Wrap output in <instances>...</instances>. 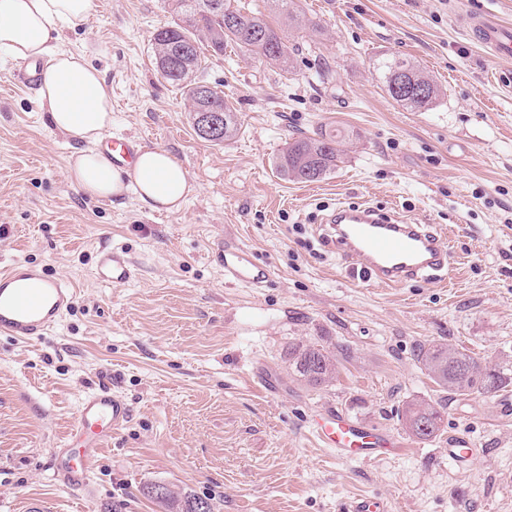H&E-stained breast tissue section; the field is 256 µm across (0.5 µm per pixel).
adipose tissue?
I'll return each instance as SVG.
<instances>
[{
    "label": "adipose tissue",
    "mask_w": 512,
    "mask_h": 512,
    "mask_svg": "<svg viewBox=\"0 0 512 512\" xmlns=\"http://www.w3.org/2000/svg\"><path fill=\"white\" fill-rule=\"evenodd\" d=\"M91 10L92 0H0V52L43 62L39 104L53 128L78 145L68 164L71 182L93 197L131 191L149 210H180L195 187L171 153L141 149L124 170L98 149L112 127V97L84 55L54 43L61 30L81 27Z\"/></svg>",
    "instance_id": "adipose-tissue-1"
}]
</instances>
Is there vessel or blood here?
Wrapping results in <instances>:
<instances>
[{
  "label": "vessel or blood",
  "mask_w": 512,
  "mask_h": 512,
  "mask_svg": "<svg viewBox=\"0 0 512 512\" xmlns=\"http://www.w3.org/2000/svg\"><path fill=\"white\" fill-rule=\"evenodd\" d=\"M465 31L497 59H512V24L480 12L463 13ZM140 145L136 139H109L104 143L117 167H127ZM328 239L334 243L344 265L374 276L377 283L398 286L450 268L452 257L446 244L423 225L399 218L368 205H341L325 219ZM224 265L227 283L259 288L271 272L257 263L250 252L232 240L221 242L215 253ZM100 281L121 286L134 271L119 252H106L97 269ZM75 290L67 281L49 276L42 267L17 262L0 269V335L35 343L43 339L71 309ZM130 409L111 384L102 382L80 402L68 441L80 448L78 459L57 466L53 479L72 488L86 480L92 460L107 446L128 420ZM309 429L323 447L342 459L374 460L395 453L399 445L391 434L366 427L347 415L329 410L316 414ZM448 457L459 468L475 461L473 448L464 439L448 444Z\"/></svg>",
  "instance_id": "vessel-or-blood-1"
}]
</instances>
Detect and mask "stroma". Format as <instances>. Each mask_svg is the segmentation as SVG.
<instances>
[{
	"mask_svg": "<svg viewBox=\"0 0 512 512\" xmlns=\"http://www.w3.org/2000/svg\"><path fill=\"white\" fill-rule=\"evenodd\" d=\"M316 30H289L293 72L225 48L208 60L236 108L238 135L200 139L187 102L153 65L168 0H94L61 48L84 54L112 95L115 138L169 151L196 187L180 210L133 194H85L67 177L76 145L55 131L19 63L0 53V268L39 264L76 290L40 345L0 336V512H160L140 493L163 483L210 498L216 512H337L357 497L389 512H512V384L495 394L441 390L417 360L436 341L512 369V61L490 58L460 14L512 21V0H300ZM400 54L441 96L413 112L388 94L379 62ZM335 73L319 81V64ZM341 132L344 153L321 181L284 180L275 161L295 137ZM368 203L429 225L453 279L362 286L325 243V209ZM231 238L272 275L231 285L212 261ZM134 276L98 281L103 250ZM317 342L338 361L313 389L288 371V349ZM110 377L130 417L95 460L87 487L52 480L81 397ZM274 389L266 391L263 378ZM440 403L436 438L401 419ZM335 409L401 442L395 455L342 459L319 445L311 414ZM478 454L466 470L448 440Z\"/></svg>",
	"mask_w": 512,
	"mask_h": 512,
	"instance_id": "stroma-1",
	"label": "stroma"
}]
</instances>
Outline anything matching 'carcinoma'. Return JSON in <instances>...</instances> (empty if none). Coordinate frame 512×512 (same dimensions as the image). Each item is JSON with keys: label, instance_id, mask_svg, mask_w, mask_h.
<instances>
[{"label": "carcinoma", "instance_id": "1", "mask_svg": "<svg viewBox=\"0 0 512 512\" xmlns=\"http://www.w3.org/2000/svg\"><path fill=\"white\" fill-rule=\"evenodd\" d=\"M263 5L249 7L242 0H170L174 20L153 35V54L157 71L177 87L189 104V111L208 106L222 116L220 130L209 138L219 144L235 138L240 130L236 109L228 103L220 85L204 79L205 56L202 46L215 55L224 54V46L232 44L240 51L262 57L282 70L294 68L297 48L288 43V34L273 24L268 14L277 12L291 28L306 26L296 0H262ZM389 96L399 105L413 111L430 110L439 98L440 90L432 78L410 58L391 55L380 65ZM411 72L428 86L424 97L403 98L396 95L392 82L400 74ZM343 150L337 136L319 132L317 136H299L288 142L277 157L276 168L286 180L314 182L331 174L342 159ZM417 360L434 382L444 391L455 395L496 393L512 382L502 367H489L477 354L465 349L432 341L420 347ZM288 369L312 387L330 383L337 372L335 356L323 345L297 343L288 348ZM408 433L418 440L437 436L443 423L442 407L425 403H408L402 413ZM426 422L424 432L418 424ZM143 494L167 512H195L194 505L204 503L206 512H214L211 500L195 495L175 494L171 489L161 496L152 494V487Z\"/></svg>", "mask_w": 512, "mask_h": 512}]
</instances>
